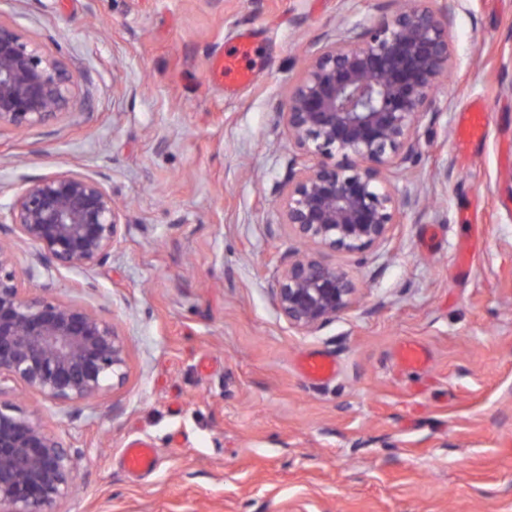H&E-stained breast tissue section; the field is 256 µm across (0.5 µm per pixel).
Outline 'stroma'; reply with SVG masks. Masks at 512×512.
Returning a JSON list of instances; mask_svg holds the SVG:
<instances>
[{
    "instance_id": "35a3bbf8",
    "label": "stroma",
    "mask_w": 512,
    "mask_h": 512,
    "mask_svg": "<svg viewBox=\"0 0 512 512\" xmlns=\"http://www.w3.org/2000/svg\"><path fill=\"white\" fill-rule=\"evenodd\" d=\"M382 0H0V19L78 77L45 126L0 129V210L59 173L101 179L127 224L108 256L50 284L113 322L123 385L60 408L8 401L79 455L62 512H512V0L448 4L452 66L392 177L405 208L363 256L321 251L358 288L352 308L302 332L273 290L296 242L275 190L294 156L285 105L304 56ZM254 35L235 94L210 73ZM484 105L485 136L462 113ZM419 344L420 366L401 364ZM309 352L333 378H304ZM150 439L153 472L121 450Z\"/></svg>"
}]
</instances>
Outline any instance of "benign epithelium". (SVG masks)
<instances>
[{
  "instance_id": "obj_1",
  "label": "benign epithelium",
  "mask_w": 512,
  "mask_h": 512,
  "mask_svg": "<svg viewBox=\"0 0 512 512\" xmlns=\"http://www.w3.org/2000/svg\"><path fill=\"white\" fill-rule=\"evenodd\" d=\"M304 63L278 120L296 155L276 191L280 223L309 249L288 258L274 288L279 313L300 331L348 310L358 288L315 249L363 254L386 242L417 203L390 189L415 153L434 88L450 70L449 9L394 0ZM76 80L61 58L0 20V127L29 130L70 107ZM15 247L0 243V397L22 386L57 407L88 403L127 376L128 346L90 305L48 296L53 274L100 264L126 225L97 178L31 180L8 215ZM77 454L37 419L0 402V512H60Z\"/></svg>"
}]
</instances>
